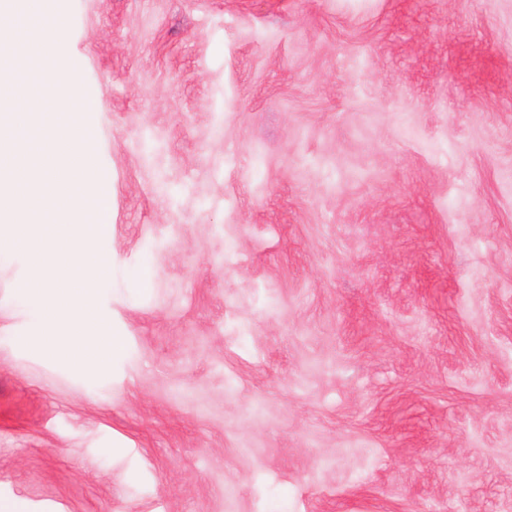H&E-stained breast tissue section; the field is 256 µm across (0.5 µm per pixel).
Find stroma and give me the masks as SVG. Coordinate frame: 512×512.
<instances>
[{
    "label": "stroma",
    "instance_id": "obj_1",
    "mask_svg": "<svg viewBox=\"0 0 512 512\" xmlns=\"http://www.w3.org/2000/svg\"><path fill=\"white\" fill-rule=\"evenodd\" d=\"M55 5L124 348L0 242V512H512V0Z\"/></svg>",
    "mask_w": 512,
    "mask_h": 512
}]
</instances>
